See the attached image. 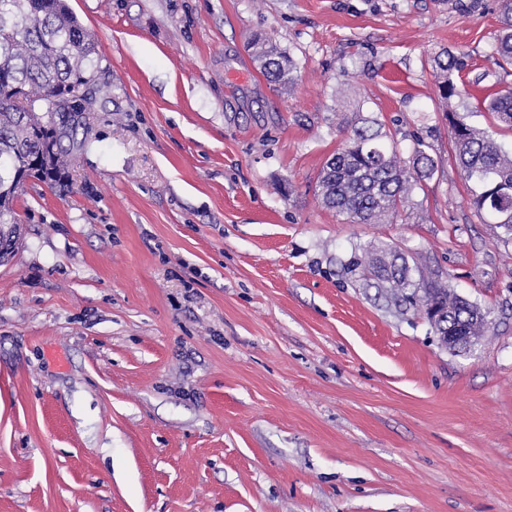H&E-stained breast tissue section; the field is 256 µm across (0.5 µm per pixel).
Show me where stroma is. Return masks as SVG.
<instances>
[{"label":"stroma","instance_id":"stroma-1","mask_svg":"<svg viewBox=\"0 0 512 512\" xmlns=\"http://www.w3.org/2000/svg\"><path fill=\"white\" fill-rule=\"evenodd\" d=\"M65 2L101 62L0 264V512H512V240L468 201L434 63L463 58L459 113L512 151L497 0ZM367 120L435 162L392 224L316 190ZM383 245L488 311L478 343L345 271ZM252 48L255 58L260 62V69L268 79L283 85L294 83L295 66L289 57L275 53L268 46L267 40L261 37L254 40Z\"/></svg>","mask_w":512,"mask_h":512}]
</instances>
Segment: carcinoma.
Returning <instances> with one entry per match:
<instances>
[{"mask_svg":"<svg viewBox=\"0 0 512 512\" xmlns=\"http://www.w3.org/2000/svg\"><path fill=\"white\" fill-rule=\"evenodd\" d=\"M500 30L495 50L503 63L512 65V0H499ZM253 54L271 81L294 83L293 62L275 53L267 40L253 42ZM100 57L93 35L64 0H0V177L12 168L26 177L57 181L67 167L69 147L79 149V126L62 132L41 124L21 103L34 104L50 97H74L86 77L98 68ZM440 98L448 102L461 95L458 83L464 61L454 55L436 60ZM486 111L512 127V92L490 99ZM458 166L470 184V204L502 228L512 240V198L499 196L497 188H512V157L490 136L453 113L450 117ZM381 133L356 127L344 146L323 165L317 180L322 204L357 224H380L396 218L408 201L411 179L435 169L421 147L414 149L412 165L379 142ZM19 191L0 194V215L10 217L0 227V245L13 248L20 224L14 209ZM372 286L383 289L397 307L414 309L429 317L441 314L437 334L448 333V312L465 327L464 335L481 336L488 312L469 305L451 293L439 272L423 267L390 248L364 262Z\"/></svg>","mask_w":512,"mask_h":512,"instance_id":"obj_1","label":"carcinoma"}]
</instances>
